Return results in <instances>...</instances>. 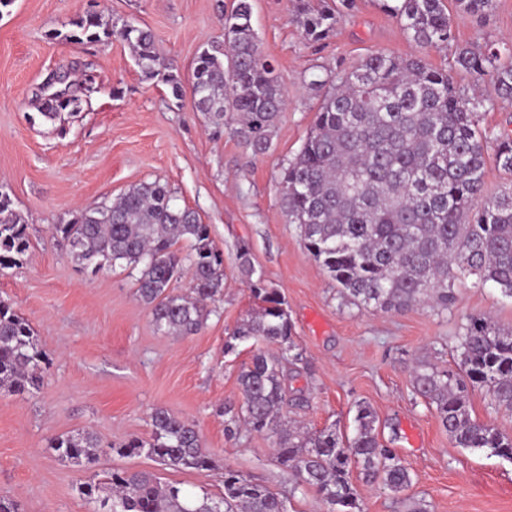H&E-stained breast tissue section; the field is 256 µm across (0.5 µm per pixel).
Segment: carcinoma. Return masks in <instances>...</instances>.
Instances as JSON below:
<instances>
[{
    "label": "carcinoma",
    "instance_id": "1",
    "mask_svg": "<svg viewBox=\"0 0 512 512\" xmlns=\"http://www.w3.org/2000/svg\"><path fill=\"white\" fill-rule=\"evenodd\" d=\"M400 22L407 39L420 47L453 40L445 0H380ZM461 11L483 15L493 0H454ZM352 0H295L294 12L311 42L325 39ZM252 0H233L222 13L224 43L210 44L195 58L189 83L196 110L216 128L225 127L255 154L268 152L286 95L275 66L265 59L252 24ZM67 41L99 42L118 37L132 49L147 79L160 77L174 98L183 97L181 79L165 72L152 33L126 24L116 31L97 13L74 21ZM472 72L489 91L468 95L450 72ZM316 88L330 86L314 115L296 157L282 168L278 190L288 223L297 225L306 250L336 282L343 299L362 309L391 312L418 304L441 311L456 302L454 283L474 276L512 299V181L494 194L485 192L488 161L512 175V136L480 126L481 114L495 99L512 97V51L463 47L447 67H433L418 56L383 52L367 55L351 69L316 76ZM66 103L47 95L41 115L55 120L79 112V90L67 89ZM23 215L0 190V270L16 264L30 242ZM68 255L81 268L139 269L140 300L157 331L190 335L208 319L224 288V254L210 237L209 225L159 180L131 186L112 201L54 227ZM256 313L227 337L225 352L247 340L280 345L281 354L263 352L238 377L241 404L224 408L225 430L243 424L276 436V461L313 487L328 512L344 507L361 512L351 484L352 465L368 484L392 493L411 485L395 449L374 433L376 413L356 406L355 432L343 438L330 427L313 433L291 429L281 420L288 365L302 360L293 324L278 289L256 275L249 251L237 255ZM188 265L191 288H171ZM456 368L421 362L413 388L435 410L451 442L488 450L512 460V435L471 415L469 393L484 388L490 404L512 413V327L482 314L467 318L458 336ZM47 364L34 332L13 307L0 300V388L25 392L39 386ZM150 439L133 438L116 448L122 456L144 454L165 469L203 471L215 466L196 426L165 408L151 413ZM57 455L82 469L102 453L88 430L59 436ZM224 491L198 497L143 471L114 470L104 481L82 483V494L105 512H286L278 493L226 468Z\"/></svg>",
    "mask_w": 512,
    "mask_h": 512
}]
</instances>
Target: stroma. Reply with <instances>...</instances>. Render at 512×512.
Wrapping results in <instances>:
<instances>
[{"mask_svg":"<svg viewBox=\"0 0 512 512\" xmlns=\"http://www.w3.org/2000/svg\"><path fill=\"white\" fill-rule=\"evenodd\" d=\"M103 15L114 28L134 24L155 35L170 73L188 79L197 53L223 39L217 0H11L0 6V185L27 224L30 248L0 270V300L33 328L49 364L38 389L0 390V497L21 512H90L79 486L89 474L147 470L194 494H219L225 468L288 497V512H326L275 460V436L227 435L224 407L238 403L237 377L256 349L274 343H224L259 302L237 268L248 249L255 269L288 304L302 360L282 412L309 430L353 432L357 403L377 415L381 444L397 450L412 484L406 502L355 481L362 512H512V461L454 447L433 410L416 395L412 368L429 354L455 364L468 315L512 327V303L475 277L456 281L457 301L441 312L416 305L369 312L345 303L335 282L304 248L280 205L281 168L294 158L325 95L310 86L318 70L338 72L375 52L416 55L445 66L457 48L512 44V0L477 16L452 10L455 39L420 47L378 0H356L320 42L303 36L291 0H253L264 56L288 98L272 148L255 155L228 130L214 131L191 95L174 98L161 79H145L126 42L65 40L79 16ZM96 87L77 115L39 114L53 75ZM160 180L180 206L196 211L224 254V293L203 327L187 336L158 332L137 293L138 270L117 266L80 273L53 228L69 223L131 185ZM165 408L193 422L214 469H162L147 456L118 455L130 438H149L150 415ZM93 430L107 445L92 472L61 462L51 439Z\"/></svg>","mask_w":512,"mask_h":512,"instance_id":"1","label":"stroma"}]
</instances>
